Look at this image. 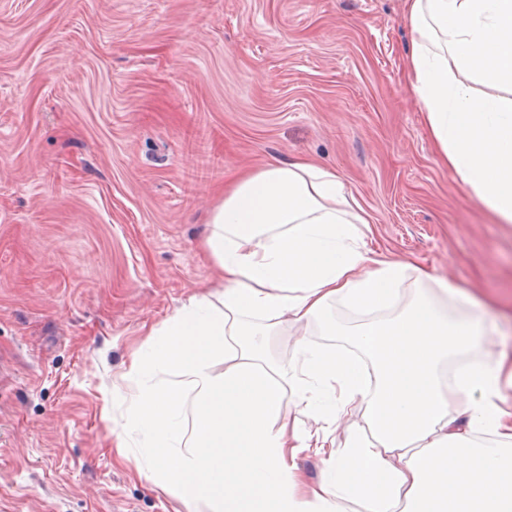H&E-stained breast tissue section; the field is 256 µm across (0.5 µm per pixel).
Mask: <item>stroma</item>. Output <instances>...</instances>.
I'll list each match as a JSON object with an SVG mask.
<instances>
[{"mask_svg": "<svg viewBox=\"0 0 512 512\" xmlns=\"http://www.w3.org/2000/svg\"><path fill=\"white\" fill-rule=\"evenodd\" d=\"M410 50L405 0H0V512H189L131 427L132 362L218 287L241 168L336 171L369 247L488 303L450 369L512 352V224L443 166Z\"/></svg>", "mask_w": 512, "mask_h": 512, "instance_id": "1", "label": "stroma"}]
</instances>
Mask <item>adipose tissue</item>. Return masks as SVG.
<instances>
[{"mask_svg": "<svg viewBox=\"0 0 512 512\" xmlns=\"http://www.w3.org/2000/svg\"><path fill=\"white\" fill-rule=\"evenodd\" d=\"M407 13L425 124L448 168L511 224L512 0H407ZM210 222L220 288L151 329L133 361L132 426L163 488L207 512H512V354L442 381L478 342L471 293L440 284L474 307L467 319L422 293L401 304L407 275L423 270L367 249L357 199L307 160L241 173ZM336 303L378 318L330 349L299 342L292 364L268 356L272 328L321 321ZM165 371L176 381H158ZM454 394L470 398L465 418L449 414ZM287 396L315 429L282 415ZM311 456L323 469L308 485L298 462Z\"/></svg>", "mask_w": 512, "mask_h": 512, "instance_id": "obj_1", "label": "adipose tissue"}]
</instances>
